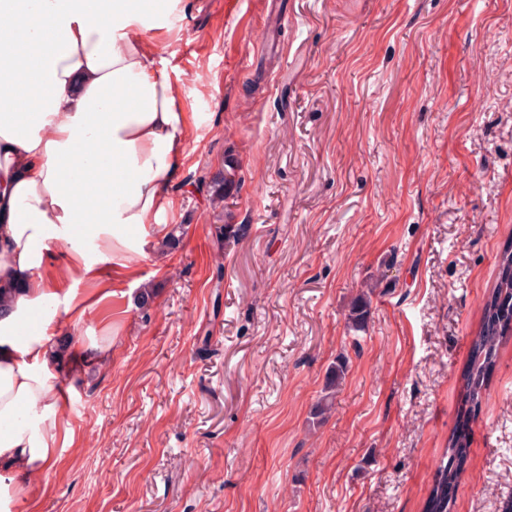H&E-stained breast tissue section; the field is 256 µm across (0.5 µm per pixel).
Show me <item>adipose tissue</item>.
<instances>
[{"label":"adipose tissue","mask_w":512,"mask_h":512,"mask_svg":"<svg viewBox=\"0 0 512 512\" xmlns=\"http://www.w3.org/2000/svg\"><path fill=\"white\" fill-rule=\"evenodd\" d=\"M155 12L147 0H0V286L12 291L0 300V512H24L29 478L74 440L58 419L54 336L106 308L111 271L168 233L186 117L142 36Z\"/></svg>","instance_id":"1"}]
</instances>
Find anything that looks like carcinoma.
<instances>
[{
	"label": "carcinoma",
	"instance_id": "obj_1",
	"mask_svg": "<svg viewBox=\"0 0 512 512\" xmlns=\"http://www.w3.org/2000/svg\"><path fill=\"white\" fill-rule=\"evenodd\" d=\"M226 185V177L222 174L212 179L211 202H224L227 195ZM498 267L497 282L483 304L481 326L471 339L469 362L461 377V397L455 430L448 440V461L440 469L438 480L431 491L428 512H451L453 492L468 460L467 447L472 415L481 405L487 378L497 366L499 345L503 337L512 335V249L504 251ZM368 305V294L365 292L350 302L346 319L351 330H364ZM345 371L347 365L341 362L329 373L325 395L315 407V417L323 418L331 410Z\"/></svg>",
	"mask_w": 512,
	"mask_h": 512
}]
</instances>
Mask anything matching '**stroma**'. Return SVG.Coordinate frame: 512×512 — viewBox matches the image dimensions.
<instances>
[{
	"instance_id": "obj_1",
	"label": "stroma",
	"mask_w": 512,
	"mask_h": 512,
	"mask_svg": "<svg viewBox=\"0 0 512 512\" xmlns=\"http://www.w3.org/2000/svg\"><path fill=\"white\" fill-rule=\"evenodd\" d=\"M224 2L162 0L172 28L144 31L187 115L182 235L115 275L101 361L81 360L97 310L64 329L74 441L30 480L39 512H425L512 241V0ZM473 428L454 512H505L512 336ZM368 293L361 292L349 304L346 315L348 326L354 332L363 331L368 315ZM345 371H347V365L345 362H341L336 365L335 370L329 373L324 388L326 394L317 403L314 418H323L325 417V414L331 410L336 390L345 376Z\"/></svg>"
}]
</instances>
